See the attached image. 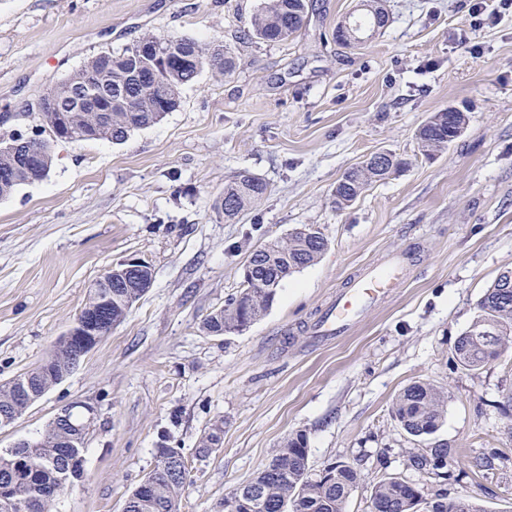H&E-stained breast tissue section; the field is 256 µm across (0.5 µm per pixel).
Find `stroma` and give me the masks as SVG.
Segmentation results:
<instances>
[{"label": "stroma", "instance_id": "stroma-1", "mask_svg": "<svg viewBox=\"0 0 512 512\" xmlns=\"http://www.w3.org/2000/svg\"><path fill=\"white\" fill-rule=\"evenodd\" d=\"M263 2L0 0V140L34 134L49 87L148 34L221 44L237 63L229 77L202 70L175 111L124 141L56 142L48 176L0 199V384L45 358L105 269L154 270L125 320L0 429V451L78 402L94 410L84 475L53 512H123L163 442L189 462L181 512H224L228 491L302 430L312 472L358 468L347 512H368L376 479L423 480L407 466L423 442L391 405L425 382L448 394L435 438L458 453L449 497L512 512V423L498 410L512 354L477 371L454 360L483 292L512 268V9L474 29L470 0H385L387 24L346 46L333 32L360 0H311L302 29L278 43L244 36ZM451 105L465 132L424 157L418 129ZM375 152L406 165L335 210L337 180ZM245 170L268 190L225 222L224 185ZM305 225L327 241L320 259L242 334L203 331L250 251ZM397 252L408 256L400 286L348 334L313 345L331 299ZM218 420L219 449L198 456ZM481 453L493 469L463 473Z\"/></svg>", "mask_w": 512, "mask_h": 512}]
</instances>
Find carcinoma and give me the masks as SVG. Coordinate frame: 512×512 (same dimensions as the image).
Instances as JSON below:
<instances>
[{
	"label": "carcinoma",
	"instance_id": "1",
	"mask_svg": "<svg viewBox=\"0 0 512 512\" xmlns=\"http://www.w3.org/2000/svg\"><path fill=\"white\" fill-rule=\"evenodd\" d=\"M365 15L350 21L351 29L362 34L382 28L385 21L376 11L377 0H363ZM309 11V0H267L251 19L252 35L265 42H280L290 38L303 25ZM147 35L120 51H102L52 85L47 94L67 106L85 90L105 87L112 90L111 121L95 128L89 125L85 112H43L50 122L64 121L71 128L88 134V141L121 142L135 131L160 122L179 104L183 86L193 81L207 66L217 68L226 76L236 69L234 57L221 46L203 48L197 41L181 37L168 40L174 49L169 71L155 87L138 82L150 70L152 56L143 55L136 47L149 43ZM450 126L448 110L434 113L419 128L417 140L422 155L431 158L448 148ZM45 147L38 153V146ZM32 143L24 150L41 155L26 166L17 165L14 154L0 151V198L9 196L16 187L39 181L48 175L52 165L51 143ZM404 163L393 160L388 167H353L336 181L331 196L335 208L341 210L358 199L372 183L385 179ZM267 185L260 178L242 172L224 185L221 210L224 220L238 217L249 205L262 198ZM327 247L321 231L313 226L295 229L284 238L272 237L253 249L243 267L241 288L227 299L224 306L209 314L203 329L215 336L241 333L262 318L274 303L281 283L294 273L318 261ZM150 273L128 286L112 289V296L103 300L96 289L90 295L81 314L108 308L112 322L121 323L146 293L143 280ZM261 287H256V284ZM512 348V269L503 270L486 289L477 303V315L461 333L455 344L456 363L465 370L481 369L499 360ZM72 371L69 356L51 347L36 367L15 380L31 378L34 393L41 397L60 383ZM12 382L0 385V427L13 423L26 410L25 402L11 389ZM447 394L429 383L409 385L393 402L392 413L402 429L422 440L430 439L440 428L446 414ZM223 425L212 424L201 437L198 454L205 457L218 449ZM86 432H79L65 421L54 419L42 435L30 442H20L0 452V512H16L6 506L5 499L15 492L16 481L25 496L35 504L33 512H52L55 501L73 484L71 460L84 456ZM79 440L78 447L62 455L60 445ZM177 449L168 445L157 448V462L145 478L146 484L136 486L129 495L126 512H180L182 495L189 477L186 461L179 463L176 474H170L171 458ZM454 461V449L434 441L426 448L409 452L408 464L416 472L436 476L431 487L394 478H382L371 487L370 512H485L469 497L448 498V474L442 471L436 458ZM325 479L310 473L308 437L302 430L290 434L269 463L246 481L244 491L258 490L265 505L245 508V512H346V506L361 483L359 470L338 461L328 464Z\"/></svg>",
	"mask_w": 512,
	"mask_h": 512
}]
</instances>
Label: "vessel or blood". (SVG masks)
Returning <instances> with one entry per match:
<instances>
[{"instance_id": "vessel-or-blood-1", "label": "vessel or blood", "mask_w": 512, "mask_h": 512, "mask_svg": "<svg viewBox=\"0 0 512 512\" xmlns=\"http://www.w3.org/2000/svg\"><path fill=\"white\" fill-rule=\"evenodd\" d=\"M404 266L403 256L392 254L383 264L365 268L324 311L313 328L315 340L343 334L367 307L397 287Z\"/></svg>"}]
</instances>
